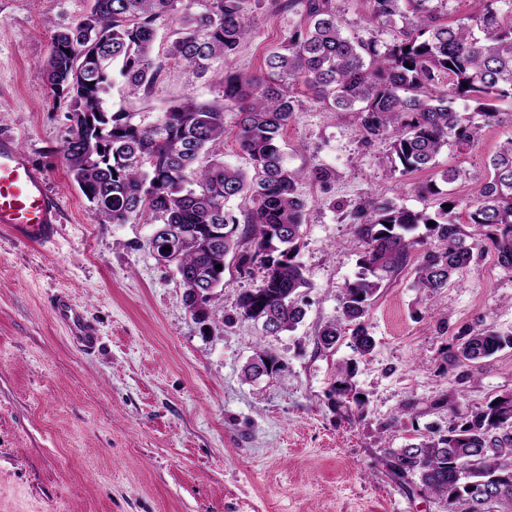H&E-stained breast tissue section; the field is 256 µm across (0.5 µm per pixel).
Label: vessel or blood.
I'll use <instances>...</instances> for the list:
<instances>
[{
	"label": "vessel or blood",
	"instance_id": "obj_1",
	"mask_svg": "<svg viewBox=\"0 0 512 512\" xmlns=\"http://www.w3.org/2000/svg\"><path fill=\"white\" fill-rule=\"evenodd\" d=\"M63 222L60 200L49 190L44 170L37 167L12 134L0 133V231L23 243H54ZM53 311L76 345L97 347L100 334L81 307L68 295H57Z\"/></svg>",
	"mask_w": 512,
	"mask_h": 512
}]
</instances>
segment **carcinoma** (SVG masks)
<instances>
[{
  "label": "carcinoma",
  "mask_w": 512,
  "mask_h": 512,
  "mask_svg": "<svg viewBox=\"0 0 512 512\" xmlns=\"http://www.w3.org/2000/svg\"><path fill=\"white\" fill-rule=\"evenodd\" d=\"M243 2L91 0L74 26L52 35L43 70L53 97L67 103L71 125L61 152L93 220L154 223L158 234L149 245L176 252L186 307L202 321L215 319L221 300L224 271L216 265H226L230 256L239 272H259L238 297L235 318L259 322L265 334L276 335L294 329L306 314L303 289L309 283L296 256L307 200L297 185L334 176L323 165L294 170L285 164L281 139L295 112L290 87L302 83L324 108L359 113L364 138L390 140L392 171L404 176L433 169L443 147H462L481 130L465 122L455 101L468 102L488 124L498 103L512 99V0H470V14L451 22L428 6L430 0H370L371 19L402 23L383 51L372 40L346 36L329 0H270L278 12L302 7L307 22L265 56L259 74L224 73L223 105L188 96L151 122L109 106L111 91L124 98L145 95L160 76L154 59L160 18L178 25L168 59L200 77L230 59L250 35ZM226 110L237 114L250 172L215 155L224 141ZM490 167L477 195L465 202L463 218L459 202L448 198L432 215L388 198H369L350 212L363 241L359 272L341 288L342 316L324 325L318 345L330 349L346 340L356 356L372 353L368 307L413 255L417 286L433 294L472 262L484 240L498 264L512 269V138ZM239 198L252 202L241 219L231 208ZM419 224L438 245L407 237ZM210 286L212 296L197 304L192 289ZM505 348H512V333L472 329L449 362L476 367ZM283 371L270 352L245 369L252 378ZM353 378L354 369L345 367L329 391L344 417L365 405ZM496 401L464 411L449 389L444 402L459 424L386 449V465L421 492L446 500L448 512L466 502L469 512H512V395ZM486 483L498 488L488 504L476 498Z\"/></svg>",
  "instance_id": "obj_1"
}]
</instances>
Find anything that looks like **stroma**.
I'll return each instance as SVG.
<instances>
[{
    "mask_svg": "<svg viewBox=\"0 0 512 512\" xmlns=\"http://www.w3.org/2000/svg\"><path fill=\"white\" fill-rule=\"evenodd\" d=\"M89 0H0V131L15 134L48 173L64 219L54 244H24L0 233V512H448L446 501L407 491L385 451L452 426L443 406L456 390L464 408L512 391V349L479 368L450 367L448 350L471 328L512 332V269L484 247L440 295L417 288L413 266L385 282L366 322L373 352L318 345L339 319V294L354 280L361 243L343 212L388 197L434 213L419 184L441 169L461 171L449 197H473L498 145L512 137V102L470 144L444 147L438 166L400 175L389 144L364 141L354 112H331L305 87L283 134L289 168L314 164L334 175L302 183L308 202L298 262L309 288L306 315L291 331L267 336L241 319L197 322L173 267L149 246L154 227L97 224L67 173L60 148L70 121L53 102L41 66L55 31L76 23ZM353 37L392 41L370 21L369 0H333ZM251 34L225 67L187 75L165 56L174 23H158L161 75L152 91L113 108L151 120L191 96L222 104L225 71L258 73L266 53L304 23L248 0ZM68 294L98 324L101 345L83 353L50 303ZM270 351L283 376L256 381L245 365ZM366 405L340 417L328 397L347 363Z\"/></svg>",
    "mask_w": 512,
    "mask_h": 512,
    "instance_id": "1",
    "label": "stroma"
}]
</instances>
